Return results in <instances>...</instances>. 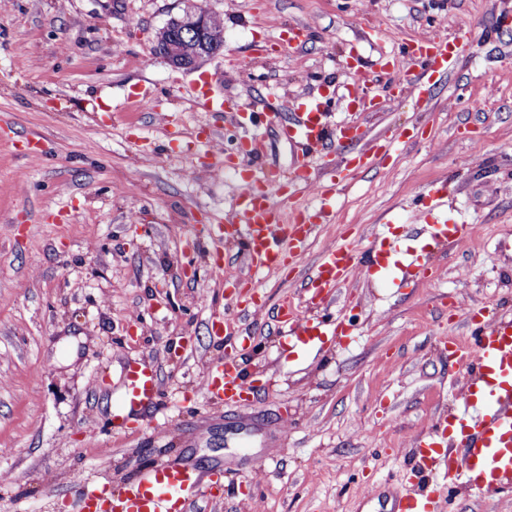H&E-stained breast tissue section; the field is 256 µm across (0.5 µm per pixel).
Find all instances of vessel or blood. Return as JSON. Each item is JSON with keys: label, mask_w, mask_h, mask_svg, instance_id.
Wrapping results in <instances>:
<instances>
[{"label": "vessel or blood", "mask_w": 512, "mask_h": 512, "mask_svg": "<svg viewBox=\"0 0 512 512\" xmlns=\"http://www.w3.org/2000/svg\"><path fill=\"white\" fill-rule=\"evenodd\" d=\"M457 52L447 41L414 39L406 59L405 80L414 89H425L446 82L455 68ZM322 102L315 92H308L293 121L284 125V137L309 152L324 146L328 130L323 121ZM392 140L349 137L342 147L358 160L374 162L388 154ZM263 146L250 141L231 165L240 175L237 208L227 223L212 224L207 229L211 243L212 270L224 268L223 247L226 240H240L255 269L280 271L288 263L299 262L306 251L314 224L332 221L334 192L322 189L317 210L297 211L283 217L269 199L278 190L277 179H267L259 188L244 174L251 158ZM395 252L390 239L374 242L365 261L340 245L327 250L305 281L310 300L319 307H329L340 284L355 270L372 273L389 264ZM467 319L476 327L468 345L452 344L451 354L458 369L471 373L463 406L450 416L437 417L429 433L416 443L420 469H439L444 482L415 492L408 489L394 494L390 512H437L440 501L452 488L465 483L480 493L512 492V321L485 324L475 311ZM277 320L288 331V352L296 354L310 345L333 341L341 329L339 321L323 325L322 321L301 315L291 304H281ZM125 389L112 408V419L126 424L137 409L154 404L158 397L160 372L150 362L124 364L121 368ZM203 390L211 401L221 404L243 402L252 391L237 362L224 357L209 363ZM208 476L186 467L166 466L144 473L122 493H114L107 484L86 489L81 475L71 477L81 491L79 512H191L196 490L207 484Z\"/></svg>", "instance_id": "vessel-or-blood-1"}]
</instances>
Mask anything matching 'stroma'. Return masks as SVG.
<instances>
[{
    "mask_svg": "<svg viewBox=\"0 0 512 512\" xmlns=\"http://www.w3.org/2000/svg\"><path fill=\"white\" fill-rule=\"evenodd\" d=\"M201 5L224 51L173 68L157 37ZM460 34L447 84L418 99L401 45ZM353 63L370 85L359 106ZM204 74L258 123L199 111ZM139 84L164 111L132 107ZM312 88L333 133L355 125L399 144L342 170L335 153L314 154L311 184L273 195L282 212L310 209L336 182L335 220L317 225L299 264L256 273L231 241L212 275L205 228L232 213L239 184L193 150L196 134L214 131L215 153L231 156L260 137L255 175L287 180L298 150L281 128ZM426 224L471 235L422 249ZM389 234L392 264L354 271L336 293L343 334L286 357L279 304L315 315L300 284L321 255H360ZM511 237L512 0H0V512H74L70 472L117 490L169 464L213 474L195 512H386L389 484L414 474L415 440L455 412L470 379L447 349L468 342L466 311L512 318V251L497 248ZM421 265L432 276L417 277ZM227 277L265 304L238 317L254 343L237 358L257 388L229 408L202 388L224 354L208 325ZM126 360L158 364L160 395L140 428L116 432ZM440 512H512V496L460 485Z\"/></svg>",
    "mask_w": 512,
    "mask_h": 512,
    "instance_id": "1",
    "label": "stroma"
}]
</instances>
